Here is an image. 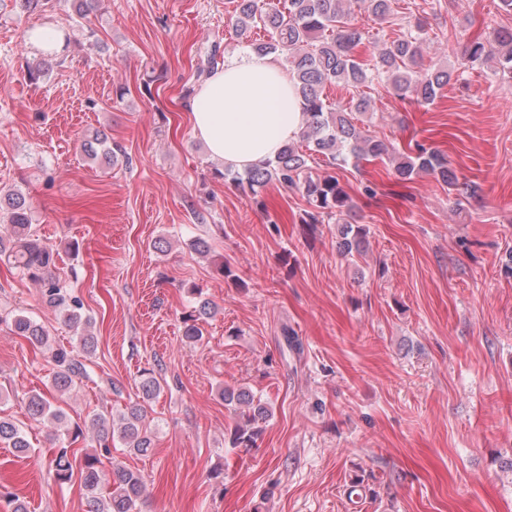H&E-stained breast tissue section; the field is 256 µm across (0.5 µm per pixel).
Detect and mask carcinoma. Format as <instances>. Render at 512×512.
<instances>
[{
	"label": "carcinoma",
	"mask_w": 512,
	"mask_h": 512,
	"mask_svg": "<svg viewBox=\"0 0 512 512\" xmlns=\"http://www.w3.org/2000/svg\"><path fill=\"white\" fill-rule=\"evenodd\" d=\"M359 3L373 17L385 19L393 15L397 0H285L281 9L265 7L264 0H236V36L258 54H285L302 99V126L298 139L286 144L275 159L241 172L228 167H216L213 171L216 178L232 176L257 205L260 191L271 181L299 191L310 206L302 222L321 224L336 219L341 254L349 258L363 252L367 229L344 219L351 211L348 193L336 173L312 174L309 165L312 156L322 155L332 166L350 158L357 163L369 158L386 159L402 181L424 172L450 187L458 185V176L444 155L420 146L414 154L401 153L384 140L365 134L356 120L357 115L371 110L370 99L354 98L347 107L333 108L327 104L324 89L328 85L344 83L359 89L379 79L395 91L409 93L417 102L428 104L452 78L444 69L420 68V51L427 31L418 20L408 22L407 31L384 44L370 61L360 59L357 48L363 44L364 32L352 22L353 5ZM465 54L471 63L496 62L497 70L512 79V29H494L487 37L471 39L466 43ZM223 63L219 47H211L204 64L197 68V77L209 76ZM96 141L107 161L126 156L121 143L102 134L96 135ZM32 221V210L25 196L15 189L1 187L0 261L40 285L47 302L58 308L63 321L74 332L73 345L52 343L48 328L22 310L12 314L11 331L48 351L54 365L53 384L64 390L85 377V364L79 357L88 358L95 351V337L90 333L93 320L84 313L82 299L55 274L56 253L36 238ZM190 294L194 296L195 306L182 316L183 338L195 343L203 338V324L214 312V306L203 297L200 288H191ZM161 390V381L153 372L145 370L139 383V401L116 415L100 414L90 420V428L105 453H111L109 442L116 437L129 453L145 455L153 448L145 403L159 396ZM222 398L238 416L230 432L231 447H253L261 432L257 423L271 417L268 403L244 388H226L222 390ZM23 404L29 418L59 424L60 437L74 443L83 434L80 425L71 427L65 423L64 413L44 396L28 393ZM1 443L21 454L31 451V443L20 425L0 417ZM100 464L96 456L70 457L64 447L57 449L50 460L61 486L69 483L74 473H79L87 494L88 512H136L144 490L142 476L122 466L113 467L107 474Z\"/></svg>",
	"instance_id": "obj_1"
}]
</instances>
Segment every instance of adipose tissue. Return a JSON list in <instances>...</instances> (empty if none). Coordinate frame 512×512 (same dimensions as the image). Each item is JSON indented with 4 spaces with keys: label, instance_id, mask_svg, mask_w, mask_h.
<instances>
[{
    "label": "adipose tissue",
    "instance_id": "obj_1",
    "mask_svg": "<svg viewBox=\"0 0 512 512\" xmlns=\"http://www.w3.org/2000/svg\"><path fill=\"white\" fill-rule=\"evenodd\" d=\"M186 109L210 155L238 169L274 158L301 129L294 80L271 54L226 58L196 87Z\"/></svg>",
    "mask_w": 512,
    "mask_h": 512
}]
</instances>
